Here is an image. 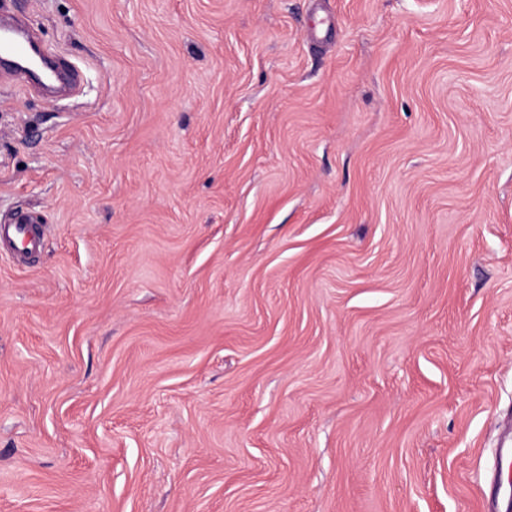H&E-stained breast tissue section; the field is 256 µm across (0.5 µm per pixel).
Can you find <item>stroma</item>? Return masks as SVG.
Segmentation results:
<instances>
[{"label":"stroma","instance_id":"35a3bbf8","mask_svg":"<svg viewBox=\"0 0 512 512\" xmlns=\"http://www.w3.org/2000/svg\"><path fill=\"white\" fill-rule=\"evenodd\" d=\"M0 12V512L512 502V0ZM38 49L31 31L22 23L2 18L0 22V64L7 65L8 76L18 83H31L26 62ZM44 63L52 79V90L58 98L73 96L79 89V69L65 58L57 55L44 56ZM31 222L26 214L14 212L6 217L0 225V250L13 257L36 251L42 241L30 227Z\"/></svg>","mask_w":512,"mask_h":512}]
</instances>
